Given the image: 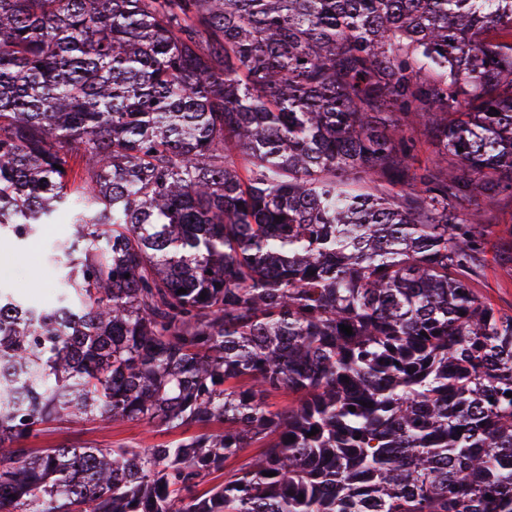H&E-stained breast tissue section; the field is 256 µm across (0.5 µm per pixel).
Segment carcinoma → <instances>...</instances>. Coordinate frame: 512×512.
Wrapping results in <instances>:
<instances>
[{
  "label": "carcinoma",
  "mask_w": 512,
  "mask_h": 512,
  "mask_svg": "<svg viewBox=\"0 0 512 512\" xmlns=\"http://www.w3.org/2000/svg\"><path fill=\"white\" fill-rule=\"evenodd\" d=\"M499 195L512 0H0V234L74 225L0 292V512H512ZM482 208L490 223L496 224L499 235L502 230L512 229V200L509 197H500L491 205L482 202ZM500 244L494 238L488 246L485 265L476 281L478 292L496 309L512 314V278L506 277L500 265ZM45 253L46 243L21 250L12 240L0 238V286L37 306L52 303L58 284ZM207 428L191 425L162 433L145 421L125 422L109 428L93 423L55 422L35 437L21 442L26 448H56L60 445L83 447L98 446H147L178 440L202 433Z\"/></svg>",
  "instance_id": "1"
}]
</instances>
